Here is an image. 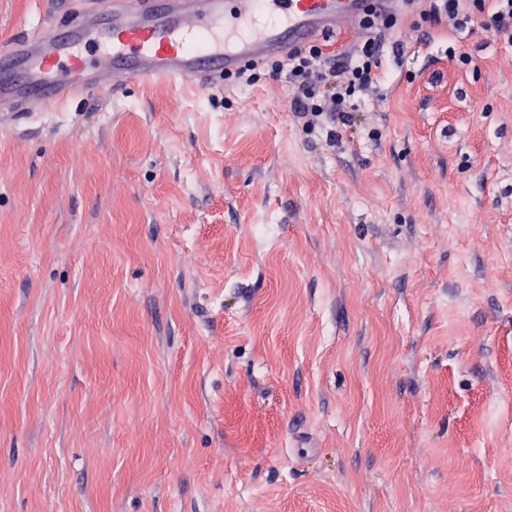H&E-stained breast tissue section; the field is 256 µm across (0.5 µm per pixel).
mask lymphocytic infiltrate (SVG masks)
I'll return each instance as SVG.
<instances>
[{
  "label": "lymphocytic infiltrate",
  "mask_w": 512,
  "mask_h": 512,
  "mask_svg": "<svg viewBox=\"0 0 512 512\" xmlns=\"http://www.w3.org/2000/svg\"><path fill=\"white\" fill-rule=\"evenodd\" d=\"M422 2L424 19L447 20L456 30L474 25L496 33L512 28V0H405L406 6ZM400 26L399 15L366 14L360 22L363 37L338 60L328 59L312 45L267 61L273 73L285 75L292 94L293 112L304 128L324 130L327 141L338 132L333 121H347L357 102L375 89L387 37Z\"/></svg>",
  "instance_id": "f902f5d3"
}]
</instances>
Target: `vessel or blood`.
Instances as JSON below:
<instances>
[{"label":"vessel or blood","instance_id":"obj_1","mask_svg":"<svg viewBox=\"0 0 512 512\" xmlns=\"http://www.w3.org/2000/svg\"><path fill=\"white\" fill-rule=\"evenodd\" d=\"M401 0H90L65 26L0 48V128L71 100L155 80L205 88L248 62L288 56Z\"/></svg>","mask_w":512,"mask_h":512}]
</instances>
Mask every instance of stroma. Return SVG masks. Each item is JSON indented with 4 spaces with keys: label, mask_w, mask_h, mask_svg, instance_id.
<instances>
[{
    "label": "stroma",
    "mask_w": 512,
    "mask_h": 512,
    "mask_svg": "<svg viewBox=\"0 0 512 512\" xmlns=\"http://www.w3.org/2000/svg\"><path fill=\"white\" fill-rule=\"evenodd\" d=\"M339 132L272 74L0 131V512H512V30Z\"/></svg>",
    "instance_id": "35a3bbf8"
}]
</instances>
